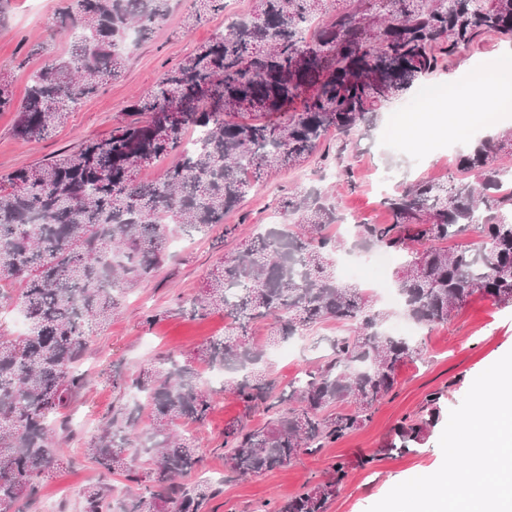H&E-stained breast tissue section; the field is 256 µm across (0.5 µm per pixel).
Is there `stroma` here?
I'll return each instance as SVG.
<instances>
[{"mask_svg":"<svg viewBox=\"0 0 512 512\" xmlns=\"http://www.w3.org/2000/svg\"><path fill=\"white\" fill-rule=\"evenodd\" d=\"M226 2L223 13L188 30L183 20L192 11L193 0H173L171 14L152 39L136 43L125 53L121 77L109 81L96 95L83 99L67 123L47 139L22 141L15 133V113L0 112V177L77 150L84 141L109 137L118 127L138 120V113L131 110L135 96L159 84L168 69L210 41L233 17L248 13L253 5V0ZM68 3L69 0H11L10 20L0 27V70L11 73L16 98L24 97L31 74L49 56L71 52L72 39L58 35L55 27L59 13ZM505 48L504 42L490 38L479 49L461 53L450 72L422 77L395 98L393 105L384 106L377 122L378 127H386L396 105L410 112L427 107L439 114L436 127L424 132L398 130L399 143L395 146L379 144L375 133L353 132L345 159L352 166L355 190L346 189L342 178L325 179V165L314 160L265 176L240 207L225 218L226 223L242 226L237 243H244L252 233L266 228L280 190L317 187L338 199L345 218L339 233L348 244L333 258L336 278L366 289L391 319L403 317L402 307L381 297L376 287L380 278L376 269H369L364 277L354 275L353 269L364 253L350 243L351 226L364 220L388 223L389 215L382 204L384 194L379 189L382 174H391L398 185L418 179L447 182L457 158L450 149L452 134L470 131L484 110L479 102L459 94L425 106L418 101L419 92L431 83H454L456 75L470 71L479 57L491 68L512 72V54L506 53ZM173 236L179 245L172 249L170 259L157 276L127 287L120 314L94 328L89 336L82 368L93 382L66 412L74 434L68 443L71 461L45 479L31 512H81L78 493L98 478L94 466L82 454V444L101 432L113 406L127 401L102 377L103 369L119 363L135 371L151 366L163 351L189 357L207 340L223 335L227 323L224 314L194 319L175 313L174 306L177 298L196 296L207 286L224 258V247L209 236L190 237L178 230ZM149 311L158 314L151 323L144 320ZM347 332L346 326L333 320L317 324L304 336L289 341L293 354L288 358L278 356V345L268 324L253 328L251 337L264 352L263 368L285 387L330 355L333 340ZM415 338L424 347L423 357L401 367L395 394L382 401L370 421L343 440L317 453L301 454L291 465L264 476L238 480L226 475L224 428L243 413L241 403L232 393H218L214 409L201 430L193 432L182 423L171 424L170 432L192 433L198 440L202 462L196 478L223 484L222 494L210 505L211 512H252L259 502L285 500L310 481L328 475L339 462L345 465L346 477L330 512H367L395 485L436 472L443 462L439 438L450 411L461 404L478 375L512 351V305L474 298L448 325L419 327ZM432 396L438 399L439 415L424 438L410 444L407 451L381 455V448L396 441V429L403 418L417 414Z\"/></svg>","mask_w":512,"mask_h":512,"instance_id":"35a3bbf8","label":"stroma"}]
</instances>
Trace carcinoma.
I'll return each instance as SVG.
<instances>
[{
    "label": "carcinoma",
    "instance_id": "obj_1",
    "mask_svg": "<svg viewBox=\"0 0 512 512\" xmlns=\"http://www.w3.org/2000/svg\"><path fill=\"white\" fill-rule=\"evenodd\" d=\"M185 28L224 0H198ZM171 0H72L56 21L78 35L74 48L31 75L15 106L12 81L0 73V112H17L16 135L42 140L64 125L79 102L120 76L118 44L135 29L153 37ZM487 37L512 42V0H254L251 11L168 70L132 110L130 123L34 168L0 178V302L16 303L27 331H0V512H25L43 478L66 460L58 434L69 431L63 411L90 383L81 365L92 328L122 305L124 285L153 278L167 260L170 226L203 235L224 223L265 173L301 166L316 153L326 163L332 133L374 126L378 110L421 77L447 71ZM268 120L226 119L231 113L280 111ZM203 133L200 140L185 131ZM172 159L163 178L136 180L144 163ZM512 129L477 141L456 160L448 183L420 179L383 199L387 224L354 225L356 245L406 253L395 272L405 314L433 328L448 324L475 296L512 303ZM278 224L224 256L201 295L178 304L200 319L219 311L225 334L193 360L234 376L223 390L246 415L224 428V466L237 479L260 477L313 454L363 426L392 396L400 367L423 347L384 330L389 314L368 295L339 283L331 256L344 248L333 231L344 217L315 190L295 189L277 206ZM333 319L349 334L332 354L280 388L257 372L264 353L247 342L251 326L272 321L282 341ZM112 388L134 394L112 407L102 433L84 455L106 478L139 485L119 496L110 483L87 486L82 512H211L222 484L190 482L202 457L191 438H174V422L202 427L215 393L197 372L169 354L150 368L102 371ZM405 417L398 438H423L437 414ZM351 403L349 413L336 411ZM153 427L139 430L143 410ZM261 411L266 421L249 423ZM148 455L140 475L128 466L132 449ZM346 476L328 477L256 512H328Z\"/></svg>",
    "mask_w": 512,
    "mask_h": 512
}]
</instances>
